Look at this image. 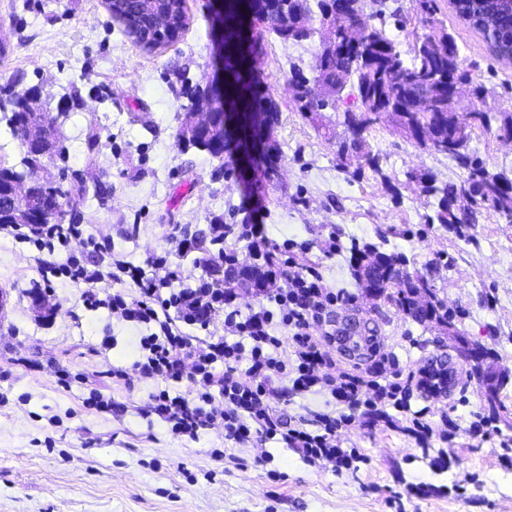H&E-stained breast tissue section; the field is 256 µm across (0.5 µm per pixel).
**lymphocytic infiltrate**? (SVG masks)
<instances>
[{"label": "lymphocytic infiltrate", "instance_id": "lymphocytic-infiltrate-1", "mask_svg": "<svg viewBox=\"0 0 512 512\" xmlns=\"http://www.w3.org/2000/svg\"><path fill=\"white\" fill-rule=\"evenodd\" d=\"M211 237L224 243L217 260L225 270H236L241 260L229 240L246 242L253 262L247 286L256 298L249 309L237 304V280L210 288L194 280L192 272L175 265L164 250L137 265L124 256L108 263L90 264L81 253L107 251L103 238L84 236L76 224H0V237L35 246L39 286L50 290L54 280L68 279L81 286L85 310H107L113 320L145 328L131 370H113L117 381L130 373L157 383L147 400L132 405L93 393L98 412L116 418L135 412L144 419L159 418L173 435L198 440L201 430L224 428V440L235 448L261 447L270 442L298 452L317 469L352 468L355 456L338 448V434L353 423L351 409L368 407L372 418L394 426L388 415L391 402L379 379L357 370L332 375L336 361L319 347L320 340L335 341L330 319L337 305L351 295L326 285L317 264L302 263L272 243L261 224H214ZM67 248L64 260L45 258L54 245ZM222 318L224 332L209 330ZM205 330V338L192 340L188 327ZM196 385L194 396L174 392L183 380ZM329 393L347 404L349 411L319 412L318 430L293 421L279 406L287 393Z\"/></svg>", "mask_w": 512, "mask_h": 512}]
</instances>
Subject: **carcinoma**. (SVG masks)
Returning a JSON list of instances; mask_svg holds the SVG:
<instances>
[{
	"mask_svg": "<svg viewBox=\"0 0 512 512\" xmlns=\"http://www.w3.org/2000/svg\"><path fill=\"white\" fill-rule=\"evenodd\" d=\"M365 0H335L330 16L324 14V0H233L230 13L252 11L256 25L281 40L310 38L327 27L328 45L316 56L311 75L294 73L293 100L297 111L315 120L331 105L328 95L335 87L350 89L354 109L344 112L342 124L351 139L341 144V155L353 156L375 171H380L379 155L369 150L365 133L385 113L393 115L394 124L416 143L448 155L465 170V183L471 186L475 202L486 204L512 219V179L492 174L470 146L472 135L460 133L457 113L448 108V56L455 60V78L473 83L465 68L453 37L438 31L431 18L425 22L429 31L416 36L411 61H406L396 42L385 30L375 26L361 14ZM119 12L138 17L150 26L171 24L170 13L180 15V5L157 0H122ZM318 26H313V22ZM254 60L232 52L224 55L227 75L225 95L210 86L195 87L188 95L189 112H212L214 119L204 129H196L185 121L178 129V145L185 149L205 151L221 159L224 140V117L221 101L237 112L263 107L267 96L260 94L254 75ZM69 112L51 111L41 101L40 91L28 88L22 92L8 90L0 96V122L22 149L19 161L12 165L0 162V222L3 224L74 223L80 208L95 202L106 204L110 190L98 181L88 184L69 174L67 149L59 129ZM469 130L496 128L497 134L512 136V114L498 115L479 107L470 113ZM427 191L436 198L434 220L444 228L466 238L463 228L473 223V212L458 214L452 207L457 194L454 184L427 180ZM387 239L379 244L350 246V261L364 288L389 296L402 311L418 323L431 322L452 333L458 357L475 358V369L492 356L490 349L468 340L457 330L459 315L438 298L427 274L406 269L408 259L402 252L387 251ZM196 260L210 259L221 250L208 235L194 236ZM506 378L483 385L480 391L484 423L503 424L512 430V414L504 403L502 391Z\"/></svg>",
	"mask_w": 512,
	"mask_h": 512,
	"instance_id": "obj_1",
	"label": "carcinoma"
}]
</instances>
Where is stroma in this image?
Here are the masks:
<instances>
[{
  "label": "stroma",
  "mask_w": 512,
  "mask_h": 512,
  "mask_svg": "<svg viewBox=\"0 0 512 512\" xmlns=\"http://www.w3.org/2000/svg\"><path fill=\"white\" fill-rule=\"evenodd\" d=\"M436 19L454 37L482 98L462 96L467 113L477 105L512 114V65L496 62L483 37L464 23L449 0H437ZM370 13L404 58H411V0H372ZM186 26L177 41L144 49L125 35L106 0H0V87L21 76L53 99L72 87L98 88L62 128L69 165L97 175L111 188L107 206L82 209L85 235L110 238L112 250L143 263L171 248L183 229L238 224L240 201L261 200L262 222L277 243L306 247L328 286L352 295L337 306L334 323L355 319L375 327L384 353L402 373L418 372L433 356L453 357L446 331L413 321L392 302L369 296L350 266L351 242L387 237L404 253L409 270L429 272L439 298L460 314L459 329L494 350L483 365L512 380V220L481 207L460 239L430 218L434 200L421 178L461 184L465 173L447 155L418 146L375 124L368 142L381 157L382 174L344 161L292 102V68L310 69L318 38L260 39L256 67L264 93L279 114L269 156L242 171L234 146L223 159L182 150L176 133L186 95L177 73L204 84L215 72L210 0H186ZM96 144H89V133ZM493 173L512 177V141L476 131L471 143ZM140 227L137 240L129 225ZM337 235L344 249L325 255L322 242ZM34 246L0 240V512H512V432L479 423L480 380L458 362L457 385L447 396L413 390L412 410L424 411L433 427L428 448L400 428L354 422L337 437L355 450L358 470H318L294 450L268 444L238 448L234 462L217 460L222 428L202 430L194 442L174 439L168 427L130 413L115 419L88 410L90 390L120 401H141L152 381L112 383L111 369H130L139 327L117 323L81 303V287L56 282L50 296L52 322L40 324L27 295L38 278ZM82 374L71 389L58 387L55 371Z\"/></svg>",
  "instance_id": "1"
}]
</instances>
